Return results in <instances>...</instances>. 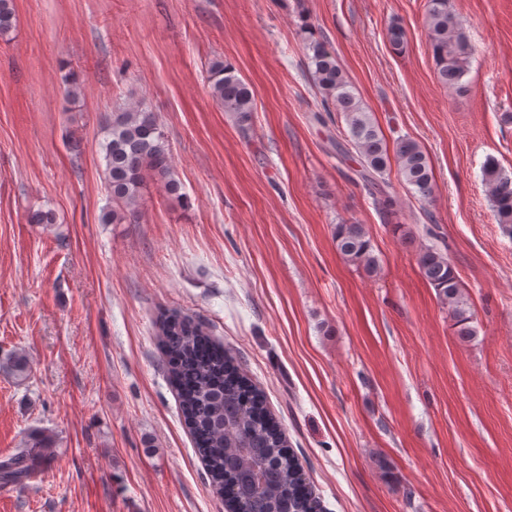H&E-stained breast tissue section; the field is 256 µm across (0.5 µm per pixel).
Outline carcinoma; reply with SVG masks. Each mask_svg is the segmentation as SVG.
Returning <instances> with one entry per match:
<instances>
[{
	"instance_id": "obj_1",
	"label": "carcinoma",
	"mask_w": 512,
	"mask_h": 512,
	"mask_svg": "<svg viewBox=\"0 0 512 512\" xmlns=\"http://www.w3.org/2000/svg\"><path fill=\"white\" fill-rule=\"evenodd\" d=\"M14 26L12 0H0V35ZM427 27L440 80L460 85L467 73L471 47L463 24L449 8L448 0H429ZM314 65L313 79L323 94L324 110L336 107L347 124L351 144L360 154L359 174L373 196H388L390 183L384 174L396 162L398 171L411 192L422 201L434 194L433 171L420 144L406 136L388 145L372 115L361 105L350 82L329 47L321 41L309 44ZM209 93L224 111L233 113L242 124L254 112V93L235 75V68L221 60L207 69ZM107 137L101 145L106 170L108 204L103 209V224H134L139 219L143 190L153 180L169 196H180L181 185L171 172L169 143L155 113L140 107L112 113L105 127ZM483 181L493 203L499 224L512 235V177L489 159L483 167ZM336 247L344 258L373 275L379 259L373 254L368 231L362 224H338L334 231ZM419 270L435 288L457 328V336L470 339L475 330L466 289L455 273L448 256L426 245L417 250ZM160 346L168 360V375L178 391L186 424L215 482L216 493L224 495V460L244 438L255 455L278 464L275 480L279 488L270 501L262 502L267 512H278L287 498L306 484L302 465L288 454L286 438L268 414L263 395L249 384L234 365L230 353L216 347L204 352L211 342L208 327L189 313L171 310L156 321ZM19 381L30 373L29 358L17 353L7 365ZM52 446L48 435L34 434L16 453L0 460V485L24 483L37 471Z\"/></svg>"
}]
</instances>
